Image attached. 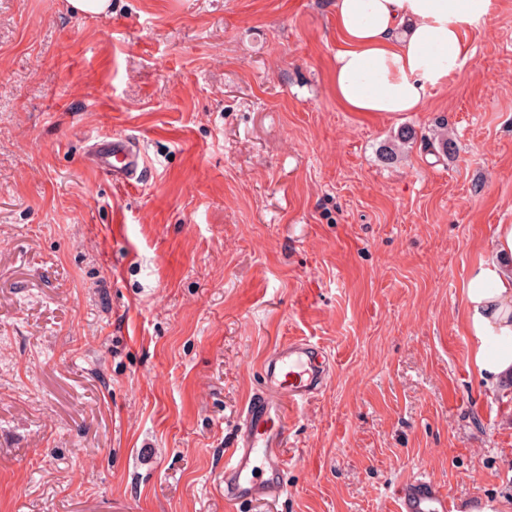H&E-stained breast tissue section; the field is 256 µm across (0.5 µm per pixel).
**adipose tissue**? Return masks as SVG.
Segmentation results:
<instances>
[{"label":"adipose tissue","instance_id":"1","mask_svg":"<svg viewBox=\"0 0 512 512\" xmlns=\"http://www.w3.org/2000/svg\"><path fill=\"white\" fill-rule=\"evenodd\" d=\"M341 45L332 88L349 112L419 111L470 56L468 32L493 0H335ZM472 367L488 389L512 382V224L497 225L464 294Z\"/></svg>","mask_w":512,"mask_h":512}]
</instances>
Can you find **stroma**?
I'll return each instance as SVG.
<instances>
[{
  "instance_id": "stroma-1",
  "label": "stroma",
  "mask_w": 512,
  "mask_h": 512,
  "mask_svg": "<svg viewBox=\"0 0 512 512\" xmlns=\"http://www.w3.org/2000/svg\"><path fill=\"white\" fill-rule=\"evenodd\" d=\"M468 42L421 111L348 112L334 0H0V512H398L422 476L512 503V388L463 312L512 224V0ZM109 134L137 187L88 167ZM294 338L330 377L286 411V492L239 509L224 450ZM417 139V132L413 127H401L394 139L383 143L379 147V158L383 163L391 164L398 160L402 147L413 143ZM91 168L111 177L115 183L135 185L142 178L144 153L141 144L127 136L108 135L99 138L90 147Z\"/></svg>"
}]
</instances>
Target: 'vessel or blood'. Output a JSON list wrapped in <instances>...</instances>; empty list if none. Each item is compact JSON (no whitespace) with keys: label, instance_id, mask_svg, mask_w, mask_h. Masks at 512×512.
<instances>
[{"label":"vessel or blood","instance_id":"vessel-or-blood-1","mask_svg":"<svg viewBox=\"0 0 512 512\" xmlns=\"http://www.w3.org/2000/svg\"><path fill=\"white\" fill-rule=\"evenodd\" d=\"M91 168L113 182L135 185L144 170L140 143L123 135L99 138L90 148ZM329 359L305 339L276 346L262 361L264 388L242 409V425L224 451V498L230 504L274 500L286 490L279 448L286 434L284 408L316 393L325 383ZM400 512H450L436 484L413 480L398 492Z\"/></svg>","mask_w":512,"mask_h":512}]
</instances>
